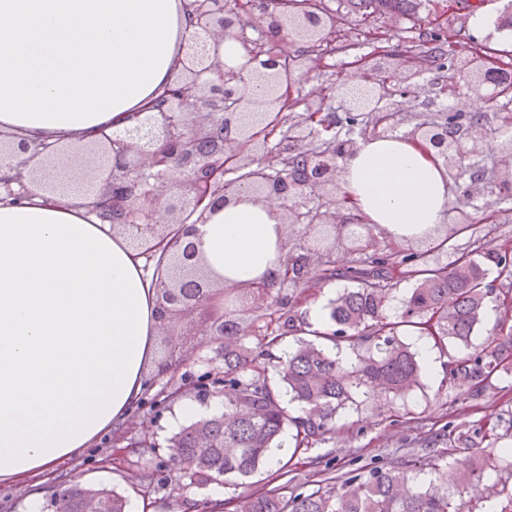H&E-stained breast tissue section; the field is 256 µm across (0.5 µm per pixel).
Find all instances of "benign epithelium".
<instances>
[{"mask_svg": "<svg viewBox=\"0 0 512 512\" xmlns=\"http://www.w3.org/2000/svg\"><path fill=\"white\" fill-rule=\"evenodd\" d=\"M259 11L243 12L234 0H194L188 41L207 35L214 54L190 52L179 61V91L168 94L166 108L150 112L137 124L122 132L110 133L86 145L95 154L94 171L99 188L86 196L84 206L91 212L106 209L111 223L120 225L137 247L147 248L160 240L167 228L183 227L179 249L175 252L169 275L160 278L158 304L164 322L184 308L210 306L224 288L201 274L199 240L196 229L186 227L185 206L197 215L196 224H205L209 214L218 211L231 195L223 183L213 182L214 169L223 161L224 152H235L245 139L247 127L237 122L231 106L256 111L265 104L254 88L266 83L271 65L249 53L242 62L228 66L219 61V47L227 38L244 41L251 31L273 39L279 58L288 60L299 53L306 40L327 38V29L312 15L301 19H279L271 12L268 0H256ZM419 107L416 93L399 98H382L371 109L385 112H414ZM442 155L466 160L473 146L450 135L441 142ZM254 152L261 154L263 175L248 178L255 200L281 214L285 224H299L303 213L316 216L315 223L339 227L348 223L335 200L340 189L341 167L320 162L312 173L302 176L281 167V152L259 143ZM58 150L39 144L31 148L25 142L13 145L0 142V162L8 161L14 176L0 184L24 185L31 175V161L45 162ZM187 336H224V315L204 327L186 329Z\"/></svg>", "mask_w": 512, "mask_h": 512, "instance_id": "1", "label": "benign epithelium"}]
</instances>
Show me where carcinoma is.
<instances>
[{
  "label": "carcinoma",
  "instance_id": "obj_1",
  "mask_svg": "<svg viewBox=\"0 0 512 512\" xmlns=\"http://www.w3.org/2000/svg\"><path fill=\"white\" fill-rule=\"evenodd\" d=\"M351 12L369 26L382 14L404 16L413 13L420 0H346ZM280 11L291 15L316 14L328 28L335 27L336 15L323 0H280ZM420 51L403 68L388 55L364 56L358 70L372 74L376 90L410 91L415 71L438 73L457 57L459 49L435 28L418 32ZM313 39L307 54L280 70L276 97L282 107L265 108L261 119L249 127V135L265 140L278 133L283 145L299 130L314 134L317 146L328 152L327 159L339 161L347 151L350 136L366 135L379 125L387 126L386 112L351 109L339 115L330 106L311 104L306 111L287 114L288 87L308 74L319 58ZM500 76L497 97L512 100V61L498 63ZM420 125L431 134L447 130L459 138L483 136L491 128L496 134L512 133L511 112L426 113ZM469 182L456 183V198L448 209L449 223L443 237L420 251L383 243L375 226L358 222L355 203L349 227L336 234V241L305 242L299 246L298 260L284 266L279 286L300 290L298 295L278 297L265 306L250 323L239 316L224 317V412L203 416L182 428L168 441L178 455L181 476L191 485L205 487L227 477H251L261 466L280 461L285 454L284 435L293 429V453L311 448L333 432V422L342 411L356 409L361 398L386 402L388 411L422 386L427 367L403 339L407 329L425 336L442 354L448 344L467 350L444 362L441 386L465 388L481 396L497 372L512 365V329L491 330L483 342L472 346V336L482 325L488 309L512 301V293L492 288L489 277L512 278V247L502 245L474 255L457 253L446 264L429 261V252H448L449 242L468 229L480 207L467 196ZM354 254L347 267L336 266L337 251ZM343 278L356 283L345 288L326 305L328 322L334 326L325 339L327 348L313 341H299L288 354L277 358L271 351L287 334L304 330V321L295 307L300 295L321 284ZM411 280L414 288L399 305L394 291L399 282ZM257 337L254 352L246 336ZM277 383H271L269 369ZM298 404L304 415L292 416L281 394ZM483 461L501 467L512 476V448H499L496 427L485 432ZM483 468L466 455L452 462L442 457L403 459L388 467H363L309 494L285 498L275 492L246 489L228 500L233 512H464L465 494L471 482L481 477ZM492 496L506 501L501 512H512V483L498 481ZM98 501L99 512H128V498L105 486L75 484L62 492L59 512H84L87 499Z\"/></svg>",
  "mask_w": 512,
  "mask_h": 512
}]
</instances>
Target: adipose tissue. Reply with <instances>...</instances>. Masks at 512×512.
<instances>
[{
  "label": "adipose tissue",
  "mask_w": 512,
  "mask_h": 512,
  "mask_svg": "<svg viewBox=\"0 0 512 512\" xmlns=\"http://www.w3.org/2000/svg\"><path fill=\"white\" fill-rule=\"evenodd\" d=\"M184 5L0 0V140L62 150L24 200L0 203V486L37 478L128 423L165 371L157 290L139 250L64 176L71 147L123 125L175 73L188 48ZM340 166L364 223L412 246L442 234L448 169L419 140L360 137ZM198 230L204 271L224 288L278 282L288 228L249 192Z\"/></svg>",
  "instance_id": "1"
}]
</instances>
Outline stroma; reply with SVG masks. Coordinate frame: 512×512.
<instances>
[{"label": "stroma", "mask_w": 512, "mask_h": 512, "mask_svg": "<svg viewBox=\"0 0 512 512\" xmlns=\"http://www.w3.org/2000/svg\"><path fill=\"white\" fill-rule=\"evenodd\" d=\"M434 19L441 24L446 37L483 46L502 60L512 59V43L492 33L473 30L468 15L448 9L445 0H423L416 14L400 18L384 15L379 23L390 33L402 35L413 23ZM344 27L357 45L355 52L324 58L310 71L307 82L295 84L288 97L292 112L304 110L308 84L342 81L355 56L373 51V44L356 26L354 16L345 15ZM486 201L499 210L498 221L475 223L453 240L455 250L479 252L505 241L512 243V200L500 201L491 194ZM217 346L214 339L193 346L178 344L169 335L162 336L161 357L179 356L183 363L154 381L152 391L134 409L129 426L135 432L141 425H150L155 455L126 447L121 432L105 435L80 457L56 465L48 480L37 487L0 486V512H28L30 496L35 492L40 493L45 503H52L62 488L75 482L106 486L128 495L132 512H209L213 495L231 497L234 488L224 482L198 488L181 479L167 449L168 438L180 429L176 417L180 405L159 403L162 391L176 384L183 386L186 402L204 411L215 407L219 395H199L198 382L223 369ZM400 411L401 416L396 419L378 402L370 401L359 409L342 413L335 421L332 438L304 451L303 464L280 477L275 476L274 466H264L251 478L253 489L272 490L290 497L312 492L316 481L323 478H337L364 465L385 466L398 455H439L451 446L476 455L485 446L483 426L490 418L499 422L500 446L512 448V370L501 374L478 398L462 390L442 389L439 378L425 377L422 387L401 403Z\"/></svg>", "instance_id": "obj_1"}]
</instances>
